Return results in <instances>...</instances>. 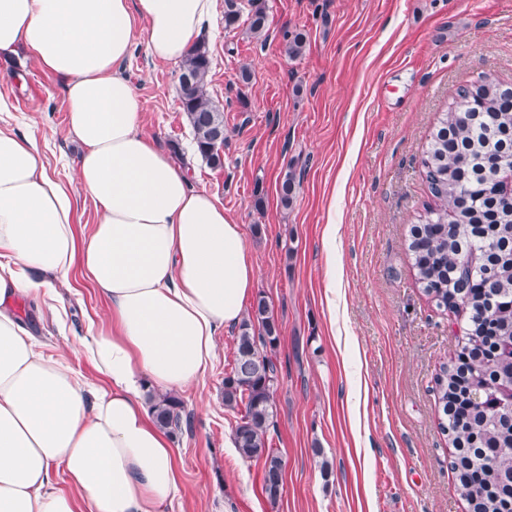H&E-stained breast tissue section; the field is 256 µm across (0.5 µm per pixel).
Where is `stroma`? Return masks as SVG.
<instances>
[{
	"mask_svg": "<svg viewBox=\"0 0 512 512\" xmlns=\"http://www.w3.org/2000/svg\"><path fill=\"white\" fill-rule=\"evenodd\" d=\"M264 3L266 36L226 28L220 4L202 35L212 60L207 92L224 113L223 168L191 143L180 64L153 61L140 37L124 66L146 106L144 133L242 225L256 290L280 328L269 432L284 464L280 497L265 496L262 462L243 461L232 443L235 415L222 395L231 329L218 336L207 376L178 394L190 418L171 435L181 494L162 512H223L228 502L233 512H468L436 391L456 348L450 329L465 327L467 315L436 308L418 288L407 243L429 200L421 158L441 112L486 73L512 85V0ZM298 33L305 49L288 57ZM0 96L11 123L32 128L49 171L75 197L77 234L87 233L97 214L74 179L80 147L68 135L61 82L21 53L0 61ZM289 169L296 183L285 209L279 185ZM328 224L339 227L335 239L324 235ZM61 293L60 323H44L30 302L18 313L92 375L66 340L105 317L108 303L78 273ZM348 341L359 358L345 353Z\"/></svg>",
	"mask_w": 512,
	"mask_h": 512,
	"instance_id": "1",
	"label": "stroma"
}]
</instances>
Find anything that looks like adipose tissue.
<instances>
[{"label":"adipose tissue","mask_w":512,"mask_h":512,"mask_svg":"<svg viewBox=\"0 0 512 512\" xmlns=\"http://www.w3.org/2000/svg\"><path fill=\"white\" fill-rule=\"evenodd\" d=\"M215 0H0V56L24 50L64 87L75 201L34 138L0 128V512H160L179 492L176 451L148 394L179 392L217 357L257 281L242 227L142 132V99L123 73L137 37L161 62L185 59ZM80 271L107 319L73 337L86 377L44 352L18 300L58 318L54 284ZM65 471L68 489L55 483Z\"/></svg>","instance_id":"adipose-tissue-1"}]
</instances>
